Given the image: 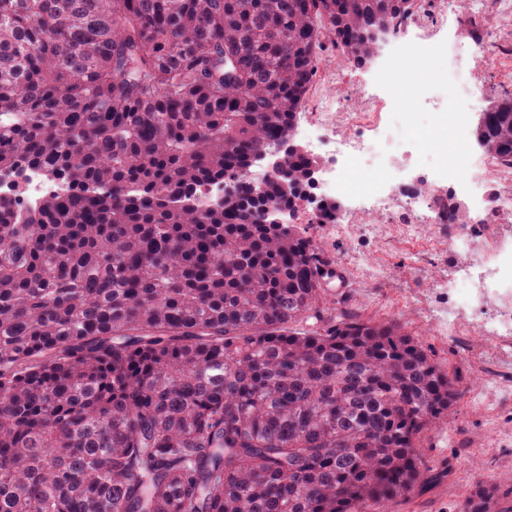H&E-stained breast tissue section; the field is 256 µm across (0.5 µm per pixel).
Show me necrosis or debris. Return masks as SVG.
I'll return each mask as SVG.
<instances>
[{
	"label": "necrosis or debris",
	"mask_w": 512,
	"mask_h": 512,
	"mask_svg": "<svg viewBox=\"0 0 512 512\" xmlns=\"http://www.w3.org/2000/svg\"><path fill=\"white\" fill-rule=\"evenodd\" d=\"M396 117L376 134L340 132V99H329L322 112L299 134L309 151L328 156L333 168L314 183L318 195L361 202L372 213L395 216L404 237L416 225L447 223L437 206L440 190H447L466 211L482 212L483 223L500 229L512 223V168L497 166L472 147L470 115L484 111L485 92L473 79L463 78L460 61L446 55L432 35L415 47L390 55L378 74ZM423 126H416L417 114ZM425 168L427 177L412 180L411 171ZM497 180L500 191L486 202L484 189ZM474 233L459 224L448 233V246L461 261V275L449 282L453 304L448 310L453 330L466 334L471 326L488 331H512V238L499 237L497 251L476 272Z\"/></svg>",
	"instance_id": "necrosis-or-debris-1"
}]
</instances>
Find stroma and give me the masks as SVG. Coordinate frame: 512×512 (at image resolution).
Instances as JSON below:
<instances>
[{"instance_id":"obj_1","label":"stroma","mask_w":512,"mask_h":512,"mask_svg":"<svg viewBox=\"0 0 512 512\" xmlns=\"http://www.w3.org/2000/svg\"><path fill=\"white\" fill-rule=\"evenodd\" d=\"M490 37L486 19L467 8L458 9L455 31L439 34L442 43L460 50ZM321 58L322 68L308 92L302 117L320 111L323 99L332 95L346 96L350 111H371L381 119L387 116L389 102L370 104L363 98L376 90L379 61L356 65L330 41L325 42ZM471 75L486 85L490 97L512 91V41L497 43L492 59L472 61ZM372 220V215H361L358 226L332 235L323 225L305 223L300 213L291 222L342 266L345 286L338 295L348 308L421 334L425 346L461 380L463 388L481 385L489 374L511 382L512 367L498 365L480 327H472L465 336H448L439 330L438 321L452 301L446 284L458 270L456 255L435 246L439 225H424L417 240L406 242L393 234L375 233L368 227ZM421 452L434 474L416 495L396 503L395 512H460L461 502L489 472L494 473L499 491L497 512H512V396L485 409L471 408L468 399H461L448 421L425 433Z\"/></svg>"}]
</instances>
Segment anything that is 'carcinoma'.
<instances>
[{
  "instance_id": "cac0c4a2",
  "label": "carcinoma",
  "mask_w": 512,
  "mask_h": 512,
  "mask_svg": "<svg viewBox=\"0 0 512 512\" xmlns=\"http://www.w3.org/2000/svg\"><path fill=\"white\" fill-rule=\"evenodd\" d=\"M413 7L0 0V173L59 186L0 200V512H391L424 482L457 378L266 223L310 205L317 158L248 178L323 40L361 65ZM472 135L512 168V93Z\"/></svg>"
}]
</instances>
